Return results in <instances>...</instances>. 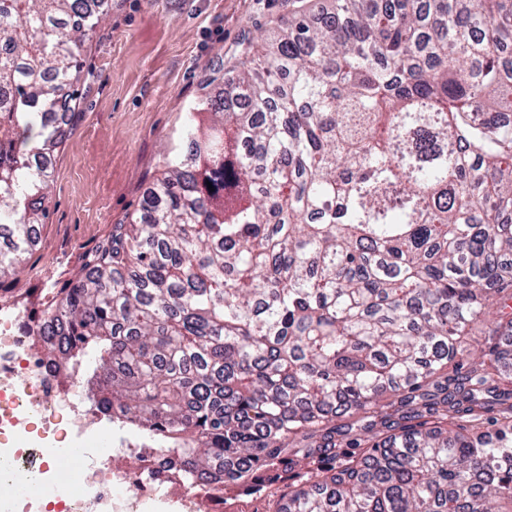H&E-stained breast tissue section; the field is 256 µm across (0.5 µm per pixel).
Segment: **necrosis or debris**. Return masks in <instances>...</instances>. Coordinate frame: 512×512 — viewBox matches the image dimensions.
<instances>
[{
  "instance_id": "4bbe7bcc",
  "label": "necrosis or debris",
  "mask_w": 512,
  "mask_h": 512,
  "mask_svg": "<svg viewBox=\"0 0 512 512\" xmlns=\"http://www.w3.org/2000/svg\"><path fill=\"white\" fill-rule=\"evenodd\" d=\"M38 308L0 300V512H148L167 494L162 483L144 479L146 465L160 466L164 457L145 460L141 449L112 448L102 454L61 455V448L83 447L98 439L111 420L88 407L82 381L61 386L34 349L32 333ZM66 470L68 480L54 474ZM36 474L44 492L36 502H11L6 491L19 479Z\"/></svg>"
}]
</instances>
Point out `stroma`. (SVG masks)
<instances>
[{
    "mask_svg": "<svg viewBox=\"0 0 512 512\" xmlns=\"http://www.w3.org/2000/svg\"><path fill=\"white\" fill-rule=\"evenodd\" d=\"M83 51L79 115L52 159L48 217L26 273L0 297L36 306L76 279L87 253L134 211L176 151L208 78L246 45L261 48L294 16L330 0H107Z\"/></svg>",
    "mask_w": 512,
    "mask_h": 512,
    "instance_id": "35a3bbf8",
    "label": "stroma"
}]
</instances>
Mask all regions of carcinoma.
Returning <instances> with one entry per match:
<instances>
[{
	"label": "carcinoma",
	"mask_w": 512,
	"mask_h": 512,
	"mask_svg": "<svg viewBox=\"0 0 512 512\" xmlns=\"http://www.w3.org/2000/svg\"><path fill=\"white\" fill-rule=\"evenodd\" d=\"M102 2L0 0V283L47 218ZM334 2L205 97L49 290L50 366L210 498L512 512V389L460 358L492 291L490 366L512 368V0Z\"/></svg>",
	"instance_id": "carcinoma-1"
}]
</instances>
